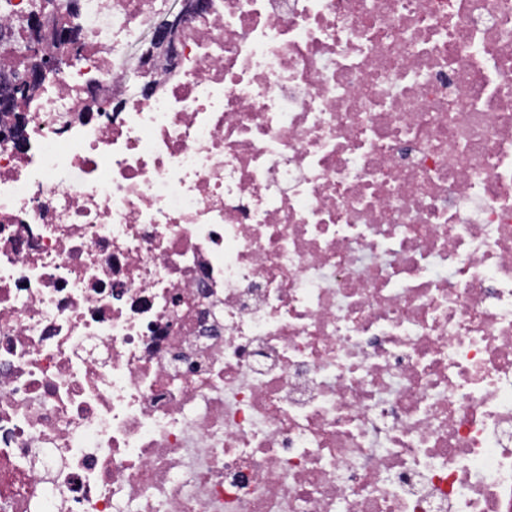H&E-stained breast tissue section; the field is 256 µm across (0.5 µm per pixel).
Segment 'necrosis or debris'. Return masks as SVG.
Returning <instances> with one entry per match:
<instances>
[{
  "label": "necrosis or debris",
  "instance_id": "1",
  "mask_svg": "<svg viewBox=\"0 0 512 512\" xmlns=\"http://www.w3.org/2000/svg\"><path fill=\"white\" fill-rule=\"evenodd\" d=\"M0 0V512H512V0ZM95 83L117 101L84 112ZM174 1H168L167 9L153 18L143 34L145 40L140 47L139 55L141 69L153 68L161 58L169 60L172 64L177 63L180 57L181 30L192 20L203 17L210 8L209 0H180L178 3ZM176 3L174 11L180 8V3L181 8L176 13L170 11L171 19L164 20L151 30L155 23L167 17L168 11ZM149 34V38H146ZM44 36H50L56 40L67 41V46L63 43L55 42L68 53L63 57H46L49 63L36 62L30 64L22 72H2L0 74V110L5 112H15L17 105L22 97L21 92L39 91L49 75H54L64 67L74 64L79 57L78 43L72 42L71 36L61 25H55L46 20L40 14H36L31 19L30 39L39 43L44 40Z\"/></svg>",
  "mask_w": 512,
  "mask_h": 512
}]
</instances>
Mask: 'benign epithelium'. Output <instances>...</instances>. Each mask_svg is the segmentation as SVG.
<instances>
[{
    "mask_svg": "<svg viewBox=\"0 0 512 512\" xmlns=\"http://www.w3.org/2000/svg\"><path fill=\"white\" fill-rule=\"evenodd\" d=\"M181 8L170 13V18L156 25L149 38L140 47V64L143 69H150L159 59L165 58L171 63L180 57L179 35L191 21L203 17L210 8V0H180ZM67 42L68 53L62 57H51L49 62L30 64L22 72H3L0 74V110L14 112L21 101V92L39 91L49 76L68 67L79 57L78 44L62 26L55 25L43 16L36 14L31 19L30 39L39 43L44 37Z\"/></svg>",
    "mask_w": 512,
    "mask_h": 512,
    "instance_id": "benign-epithelium-1",
    "label": "benign epithelium"
}]
</instances>
